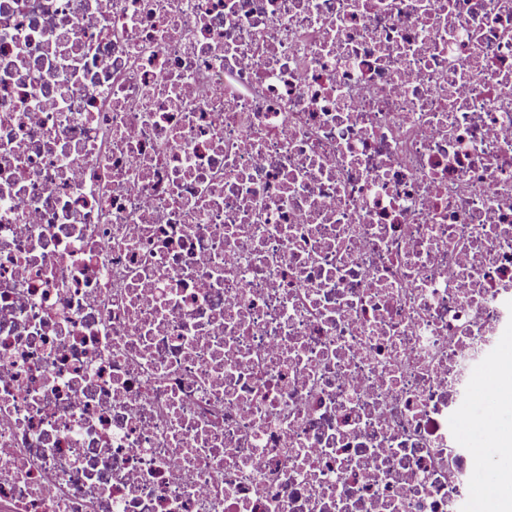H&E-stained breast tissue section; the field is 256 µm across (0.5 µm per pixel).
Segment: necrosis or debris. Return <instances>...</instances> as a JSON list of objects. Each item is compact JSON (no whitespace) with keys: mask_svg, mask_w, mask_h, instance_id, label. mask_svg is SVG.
<instances>
[{"mask_svg":"<svg viewBox=\"0 0 512 512\" xmlns=\"http://www.w3.org/2000/svg\"><path fill=\"white\" fill-rule=\"evenodd\" d=\"M512 334V0H0V512H471Z\"/></svg>","mask_w":512,"mask_h":512,"instance_id":"obj_1","label":"necrosis or debris"}]
</instances>
